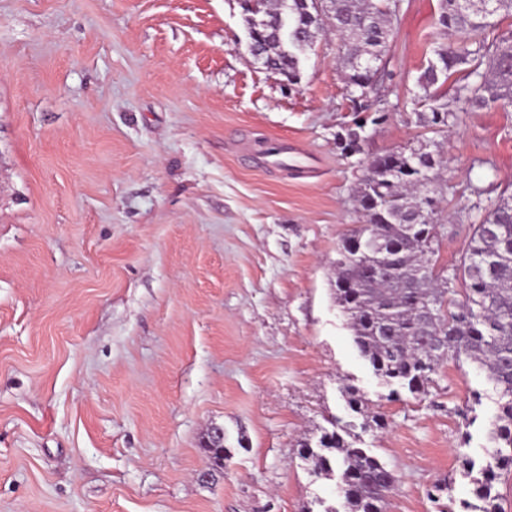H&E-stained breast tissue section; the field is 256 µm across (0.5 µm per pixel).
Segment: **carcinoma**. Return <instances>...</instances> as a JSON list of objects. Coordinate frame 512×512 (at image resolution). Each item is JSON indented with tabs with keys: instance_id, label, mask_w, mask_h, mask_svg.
I'll return each mask as SVG.
<instances>
[{
	"instance_id": "obj_1",
	"label": "carcinoma",
	"mask_w": 512,
	"mask_h": 512,
	"mask_svg": "<svg viewBox=\"0 0 512 512\" xmlns=\"http://www.w3.org/2000/svg\"><path fill=\"white\" fill-rule=\"evenodd\" d=\"M512 15V3L494 15L483 13L480 0H439L435 25L439 34L459 35L441 43L417 79L415 105L425 112V127L443 132L455 112L512 108V29L487 40L499 18ZM400 17L397 0H265L245 14L262 66L294 85L300 79V55L311 49L326 27L336 30L345 48L347 93L353 107L390 74L386 54ZM489 68L482 69L483 59ZM463 73L453 96L443 86ZM442 146L434 150L395 151L365 162L357 189L366 223L354 237L374 234L392 246V260L381 265L378 253L336 260V303L348 316L354 342L391 390L426 392L432 375L447 359L466 358L486 372L499 397L492 423L494 448L475 494L482 512H499L494 483L512 471V198L501 200L470 228L468 250L451 270L436 268L439 236L409 230L435 214V174ZM462 288L456 289L455 283ZM426 302L433 317L421 322L417 305ZM303 458L325 476L341 473L346 487L342 512H384L397 485L396 472L365 449L347 441L337 429L322 430L316 446Z\"/></svg>"
}]
</instances>
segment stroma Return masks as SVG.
Returning <instances> with one entry per match:
<instances>
[{
  "mask_svg": "<svg viewBox=\"0 0 512 512\" xmlns=\"http://www.w3.org/2000/svg\"><path fill=\"white\" fill-rule=\"evenodd\" d=\"M438 5L403 0L392 79L356 112L334 31L290 86L249 53L241 0H0V512L336 507L338 479L299 455L332 420L395 470L386 512L474 502L459 456L486 459L492 384L449 361L387 401L332 276L365 221V157L443 143L442 266L512 195V110L440 134L414 110ZM273 138L312 173L269 167ZM349 386L386 429L363 428Z\"/></svg>",
  "mask_w": 512,
  "mask_h": 512,
  "instance_id": "1",
  "label": "stroma"
}]
</instances>
